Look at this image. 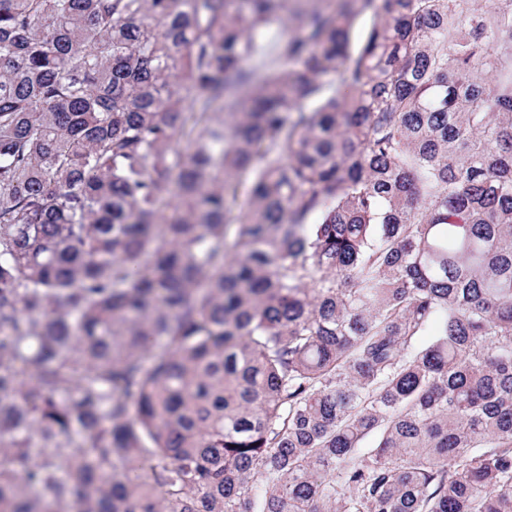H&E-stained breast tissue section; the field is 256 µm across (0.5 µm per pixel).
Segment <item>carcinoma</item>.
Masks as SVG:
<instances>
[{"instance_id": "obj_1", "label": "carcinoma", "mask_w": 512, "mask_h": 512, "mask_svg": "<svg viewBox=\"0 0 512 512\" xmlns=\"http://www.w3.org/2000/svg\"><path fill=\"white\" fill-rule=\"evenodd\" d=\"M288 2L0 0V512H512V0Z\"/></svg>"}]
</instances>
